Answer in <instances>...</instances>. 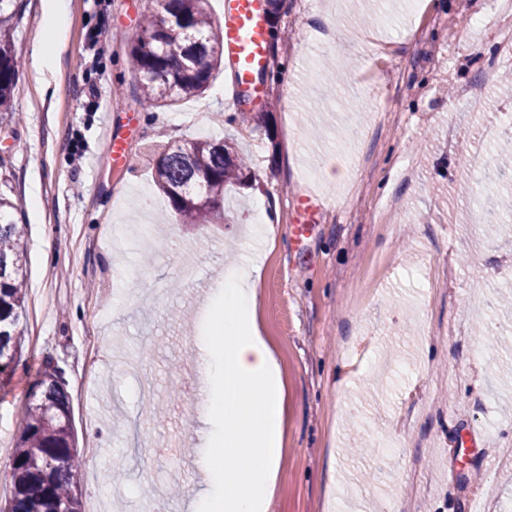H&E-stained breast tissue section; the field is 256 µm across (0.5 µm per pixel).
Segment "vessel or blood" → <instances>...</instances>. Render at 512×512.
Segmentation results:
<instances>
[{"label": "vessel or blood", "mask_w": 512, "mask_h": 512, "mask_svg": "<svg viewBox=\"0 0 512 512\" xmlns=\"http://www.w3.org/2000/svg\"><path fill=\"white\" fill-rule=\"evenodd\" d=\"M223 23L220 37L224 63L231 73L233 101L243 96L264 95L257 75L267 63L266 0H221Z\"/></svg>", "instance_id": "obj_1"}]
</instances>
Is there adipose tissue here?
<instances>
[{
    "label": "adipose tissue",
    "instance_id": "obj_1",
    "mask_svg": "<svg viewBox=\"0 0 512 512\" xmlns=\"http://www.w3.org/2000/svg\"><path fill=\"white\" fill-rule=\"evenodd\" d=\"M218 333L197 363L199 418L209 448L200 458L204 487L192 512H268L280 467L285 386L260 332L258 295L246 276L224 281L207 305Z\"/></svg>",
    "mask_w": 512,
    "mask_h": 512
}]
</instances>
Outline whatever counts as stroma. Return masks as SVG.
Instances as JSON below:
<instances>
[{
  "instance_id": "obj_1",
  "label": "stroma",
  "mask_w": 512,
  "mask_h": 512,
  "mask_svg": "<svg viewBox=\"0 0 512 512\" xmlns=\"http://www.w3.org/2000/svg\"><path fill=\"white\" fill-rule=\"evenodd\" d=\"M47 5L26 0L0 125V189L21 205L27 259L23 347L0 390V498L50 366L71 394L83 504L189 512L204 302L244 269L288 391L269 512H512V310L499 304L512 235L491 234L458 191L472 154L496 164L486 127L512 135L499 0H283L271 22L291 79L265 83L269 128L253 133L226 121L225 69L174 106L138 99L127 49L156 0H69L55 69L38 77L28 58L49 40ZM112 136L128 165L107 158ZM198 139L236 141L254 177L203 230L153 183L156 146ZM306 194L321 201L310 214L294 208Z\"/></svg>"
}]
</instances>
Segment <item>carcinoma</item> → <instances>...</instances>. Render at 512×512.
Masks as SVG:
<instances>
[{
  "label": "carcinoma",
  "mask_w": 512,
  "mask_h": 512,
  "mask_svg": "<svg viewBox=\"0 0 512 512\" xmlns=\"http://www.w3.org/2000/svg\"><path fill=\"white\" fill-rule=\"evenodd\" d=\"M23 0H0V112L10 109L19 66L13 29ZM208 0H160L161 15L141 17L128 45L130 65L139 77L145 103L171 107L201 94L221 66L222 50L214 35ZM267 112L245 109L226 118L254 131L267 127ZM498 170L486 175L480 204L484 223L501 224L508 209ZM154 183L184 224H211L221 216L224 190L252 185V173L234 143L193 141L165 147L154 166ZM17 203L0 192V387L15 372L22 345L18 330L27 289L21 249L23 225ZM35 403L12 454L11 496L0 512H83L76 476L82 466L73 427L71 395L55 370L38 372Z\"/></svg>",
  "instance_id": "1"
}]
</instances>
